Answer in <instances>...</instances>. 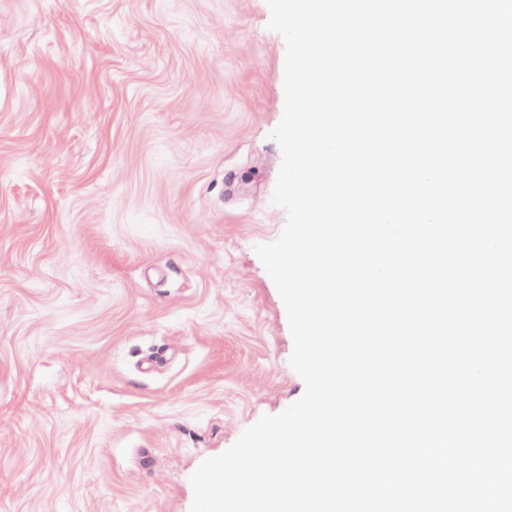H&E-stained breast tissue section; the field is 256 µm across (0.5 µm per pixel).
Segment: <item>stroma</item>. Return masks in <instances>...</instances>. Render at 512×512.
<instances>
[{
    "mask_svg": "<svg viewBox=\"0 0 512 512\" xmlns=\"http://www.w3.org/2000/svg\"><path fill=\"white\" fill-rule=\"evenodd\" d=\"M266 0H0V512H190L304 382Z\"/></svg>",
    "mask_w": 512,
    "mask_h": 512,
    "instance_id": "stroma-1",
    "label": "stroma"
}]
</instances>
